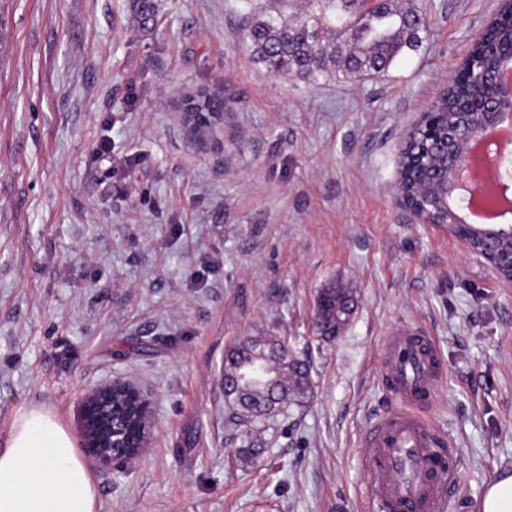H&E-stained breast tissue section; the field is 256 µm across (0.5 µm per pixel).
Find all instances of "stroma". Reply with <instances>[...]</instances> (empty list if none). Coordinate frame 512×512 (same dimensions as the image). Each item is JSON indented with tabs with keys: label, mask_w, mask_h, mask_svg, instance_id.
Wrapping results in <instances>:
<instances>
[{
	"label": "stroma",
	"mask_w": 512,
	"mask_h": 512,
	"mask_svg": "<svg viewBox=\"0 0 512 512\" xmlns=\"http://www.w3.org/2000/svg\"><path fill=\"white\" fill-rule=\"evenodd\" d=\"M409 2L418 50L311 84L253 58L248 0H0V447L32 407L78 437L83 392L130 380L155 432L133 470L91 467L99 512H374L361 441L400 405L380 352L407 325L442 364L413 410L479 512L512 467V284L392 189L497 2ZM204 98L224 119L196 129ZM328 286L357 299L333 341ZM248 336L288 338L311 374L246 462L223 367Z\"/></svg>",
	"instance_id": "35a3bbf8"
}]
</instances>
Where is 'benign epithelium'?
I'll return each mask as SVG.
<instances>
[{"label":"benign epithelium","instance_id":"7a95c632","mask_svg":"<svg viewBox=\"0 0 512 512\" xmlns=\"http://www.w3.org/2000/svg\"><path fill=\"white\" fill-rule=\"evenodd\" d=\"M484 34L472 41L464 63V73L478 76L490 88L476 110L466 114L463 124L445 129L437 112H422L404 133L400 144L398 176L393 196L406 206L404 152L421 141L430 154L418 194H426V204L412 211L420 224H430L453 233L452 225L467 224L486 241L511 238L512 224L488 223L498 194L512 187L498 178L508 156L501 150L500 131L512 129V48L500 54L496 67L486 73L479 67L475 48ZM209 111L192 104L185 112L195 126H209L223 117L209 102ZM491 249L469 253L484 260L503 281L512 283V262L503 269L490 255ZM154 401L150 393L126 380H113L89 388L79 405L81 448L100 468L132 470L155 428Z\"/></svg>","mask_w":512,"mask_h":512}]
</instances>
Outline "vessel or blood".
I'll use <instances>...</instances> for the list:
<instances>
[{
    "mask_svg": "<svg viewBox=\"0 0 512 512\" xmlns=\"http://www.w3.org/2000/svg\"><path fill=\"white\" fill-rule=\"evenodd\" d=\"M382 366L402 406L376 418L365 433L369 495L380 512H449L460 493L459 463L409 410L432 395L441 373L436 348L424 334L402 327L387 337Z\"/></svg>",
    "mask_w": 512,
    "mask_h": 512,
    "instance_id": "obj_1",
    "label": "vessel or blood"
}]
</instances>
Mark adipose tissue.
Returning <instances> with one entry per match:
<instances>
[{
	"mask_svg": "<svg viewBox=\"0 0 512 512\" xmlns=\"http://www.w3.org/2000/svg\"><path fill=\"white\" fill-rule=\"evenodd\" d=\"M0 512H97L90 472L66 429L33 407L0 448Z\"/></svg>",
	"mask_w": 512,
	"mask_h": 512,
	"instance_id": "obj_1",
	"label": "adipose tissue"
}]
</instances>
